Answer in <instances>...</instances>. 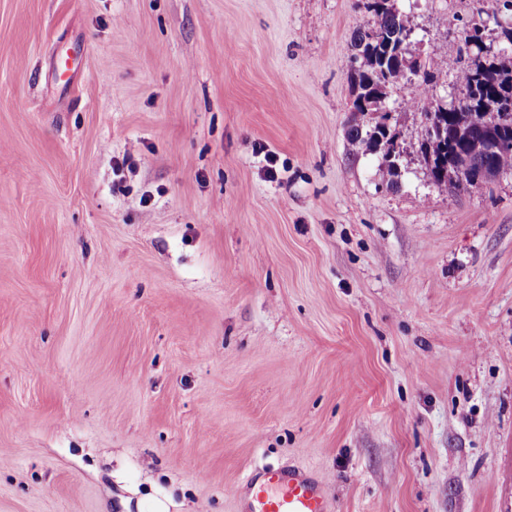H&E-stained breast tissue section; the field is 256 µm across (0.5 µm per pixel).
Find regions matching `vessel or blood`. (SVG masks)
I'll return each instance as SVG.
<instances>
[{"instance_id": "obj_1", "label": "vessel or blood", "mask_w": 512, "mask_h": 512, "mask_svg": "<svg viewBox=\"0 0 512 512\" xmlns=\"http://www.w3.org/2000/svg\"><path fill=\"white\" fill-rule=\"evenodd\" d=\"M240 490L249 500V512H331L319 480L291 467L254 468Z\"/></svg>"}]
</instances>
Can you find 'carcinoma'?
Listing matches in <instances>:
<instances>
[{
	"label": "carcinoma",
	"instance_id": "cac0c4a2",
	"mask_svg": "<svg viewBox=\"0 0 512 512\" xmlns=\"http://www.w3.org/2000/svg\"><path fill=\"white\" fill-rule=\"evenodd\" d=\"M388 2L362 0L373 22L351 34L347 74L354 96L352 111L366 120L352 124L348 135L367 151H384L387 182L394 187L400 178L397 134L393 128L381 126L372 114L380 111L388 90L399 83L410 85L416 94L401 101L400 107H417V99L430 95L435 63L406 62L405 56L414 46L412 30L407 19ZM495 26V49L484 43L478 26L465 23L458 28L465 55L453 63L452 69L460 95L421 113L418 148L438 185H448L450 154L466 158L474 177L512 171V61H505V53L512 51V23L497 22ZM484 114L497 123L481 124Z\"/></svg>",
	"mask_w": 512,
	"mask_h": 512
}]
</instances>
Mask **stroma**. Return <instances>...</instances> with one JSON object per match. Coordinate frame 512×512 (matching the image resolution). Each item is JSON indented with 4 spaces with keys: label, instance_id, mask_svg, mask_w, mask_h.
Wrapping results in <instances>:
<instances>
[{
    "label": "stroma",
    "instance_id": "stroma-1",
    "mask_svg": "<svg viewBox=\"0 0 512 512\" xmlns=\"http://www.w3.org/2000/svg\"><path fill=\"white\" fill-rule=\"evenodd\" d=\"M391 2L447 61L499 7ZM371 21L0 0V512H247L263 464L333 512H512V173L434 185L405 86L386 189L348 137Z\"/></svg>",
    "mask_w": 512,
    "mask_h": 512
}]
</instances>
